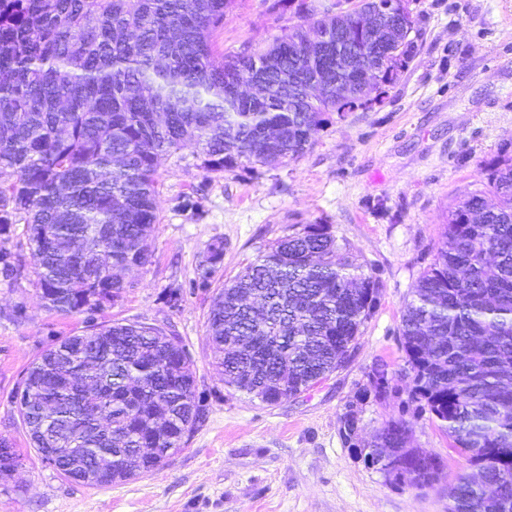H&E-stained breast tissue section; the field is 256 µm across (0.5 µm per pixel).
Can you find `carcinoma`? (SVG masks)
Returning <instances> with one entry per match:
<instances>
[{
  "mask_svg": "<svg viewBox=\"0 0 512 512\" xmlns=\"http://www.w3.org/2000/svg\"><path fill=\"white\" fill-rule=\"evenodd\" d=\"M235 0H0V231L20 214L48 308L118 301L121 272L148 261L158 223V167L188 144L208 171L280 165L302 155L330 112L383 101L415 56L405 8L391 52L374 59L367 90L305 102L288 72L310 69L293 39L219 57L214 33ZM368 6L297 17L336 35ZM379 282L323 224L259 252L216 297L208 336L224 385L274 406L347 365L379 296ZM410 400L452 437L471 468L448 487V512H512V158L485 187L448 210L433 262L402 310ZM391 378L373 369L360 400ZM33 447L60 475L90 486L160 468L206 418L193 361L160 327L119 324L47 349L13 396ZM362 447L356 416L342 419ZM412 423L386 422L372 461L401 484L438 478L411 446ZM0 477L21 458L0 438ZM142 448L150 454L137 461Z\"/></svg>",
  "mask_w": 512,
  "mask_h": 512,
  "instance_id": "carcinoma-1",
  "label": "carcinoma"
}]
</instances>
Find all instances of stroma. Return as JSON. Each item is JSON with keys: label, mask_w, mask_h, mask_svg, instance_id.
<instances>
[{"label": "stroma", "mask_w": 512, "mask_h": 512, "mask_svg": "<svg viewBox=\"0 0 512 512\" xmlns=\"http://www.w3.org/2000/svg\"><path fill=\"white\" fill-rule=\"evenodd\" d=\"M300 2L237 0L216 33L219 50L265 47ZM410 7L416 56L383 103L342 119L328 114L297 159L213 172L190 145L162 159L149 261L126 273L116 303L47 308L23 219L0 233V438L21 456L0 480V512H448V487L467 462L438 421L408 400L401 312L433 260L449 208L512 157V0ZM308 224L327 225L377 278L380 294L352 362L269 406L225 386L207 318L225 281ZM218 240L224 256L212 265L206 258ZM113 322L155 325L181 339L207 417L163 467L90 487L30 448L12 397L44 350ZM381 364L395 373L397 394L358 400ZM350 408L366 439L390 419H411L412 445L443 462L438 480L414 488L366 466L340 433Z\"/></svg>", "instance_id": "stroma-1"}]
</instances>
